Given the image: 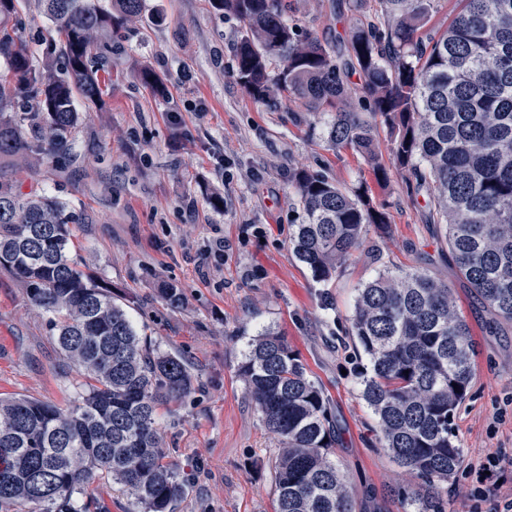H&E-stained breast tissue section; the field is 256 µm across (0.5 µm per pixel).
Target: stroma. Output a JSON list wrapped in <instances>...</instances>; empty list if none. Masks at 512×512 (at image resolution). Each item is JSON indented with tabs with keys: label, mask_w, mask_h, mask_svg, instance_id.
I'll return each mask as SVG.
<instances>
[{
	"label": "stroma",
	"mask_w": 512,
	"mask_h": 512,
	"mask_svg": "<svg viewBox=\"0 0 512 512\" xmlns=\"http://www.w3.org/2000/svg\"><path fill=\"white\" fill-rule=\"evenodd\" d=\"M300 24L342 43L349 0H291ZM241 23L209 0H144L112 34L102 110L85 113L72 162L0 166L22 193L55 195L84 212L69 255L110 284L155 349L187 361L192 388L158 408L167 460L186 480L177 512H273L278 443L245 392L238 366L250 339L281 333L321 385L340 424L336 460L360 512H404L416 480L380 448L342 340L359 288L383 267H424L456 286L430 203L400 175L376 189L384 234L368 232L335 281L316 282L288 248L295 223L288 171H320L347 187L370 180L363 159L326 142V117L298 101L266 106L235 81ZM152 68L159 87L137 76ZM224 199L215 208L208 193ZM227 243L212 256L216 239ZM178 286L170 308L160 283ZM459 305L479 353L470 398L453 421L464 460L512 450V333L489 332L465 290ZM86 379L61 353L49 316L0 270V398L68 407Z\"/></svg>",
	"instance_id": "obj_1"
}]
</instances>
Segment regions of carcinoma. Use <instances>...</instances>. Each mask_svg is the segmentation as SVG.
Listing matches in <instances>:
<instances>
[{"label": "carcinoma", "mask_w": 512, "mask_h": 512, "mask_svg": "<svg viewBox=\"0 0 512 512\" xmlns=\"http://www.w3.org/2000/svg\"><path fill=\"white\" fill-rule=\"evenodd\" d=\"M20 2L0 0V161L69 159L76 103H102L112 30L140 16L143 0H111L109 10L99 0H40L53 24L41 65L24 44ZM381 2L383 20L353 25L342 55L289 17L288 0H211L244 26L236 82L261 103L283 97L331 113L330 147L362 156L378 185L393 170L414 184L434 206L458 279L512 324V0H457L442 30L430 27L440 0ZM354 75L361 112L349 106ZM288 186L302 213L288 247L318 282L339 277L369 228L390 223L366 182L350 189L291 169ZM79 223L62 199L0 182V269L51 315L60 350L87 378L66 408L0 399V512H89L79 496L103 473L136 512H175L187 486L165 461L156 410L187 394L192 375L180 357L151 348L112 287L70 258ZM347 334L370 365L359 372L361 397L381 448L418 479L397 497L414 512H448V483L462 466L452 425L476 354L454 288L425 268L381 269L358 289ZM239 376L280 448L274 512H355L328 396L288 337L252 339Z\"/></svg>", "instance_id": "cac0c4a2"}]
</instances>
